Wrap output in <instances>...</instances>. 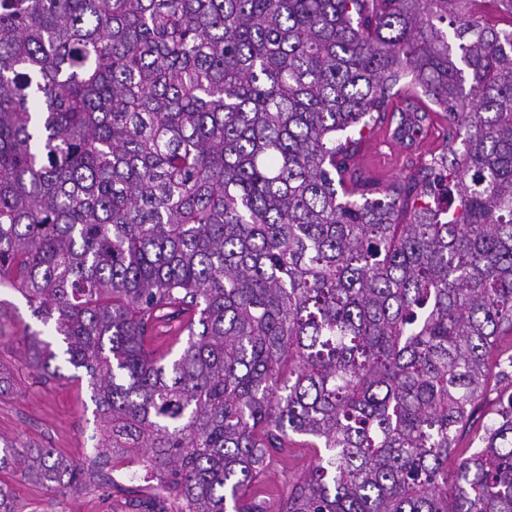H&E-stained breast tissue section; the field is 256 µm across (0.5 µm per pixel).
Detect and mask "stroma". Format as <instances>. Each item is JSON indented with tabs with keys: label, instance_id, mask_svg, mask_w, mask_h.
I'll return each mask as SVG.
<instances>
[{
	"label": "stroma",
	"instance_id": "obj_1",
	"mask_svg": "<svg viewBox=\"0 0 512 512\" xmlns=\"http://www.w3.org/2000/svg\"><path fill=\"white\" fill-rule=\"evenodd\" d=\"M28 333L48 338V326L34 317L25 299L9 288L0 289V368L13 387L0 397V436L27 441L76 460L93 454L92 435L99 416L88 378H75L66 364L63 345H56L62 376L41 383L26 367ZM18 512H144L141 503L151 478H132L130 470L104 468L102 476L85 488L53 493L19 477H9Z\"/></svg>",
	"mask_w": 512,
	"mask_h": 512
}]
</instances>
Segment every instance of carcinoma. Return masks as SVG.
Wrapping results in <instances>:
<instances>
[{
  "instance_id": "obj_1",
  "label": "carcinoma",
  "mask_w": 512,
  "mask_h": 512,
  "mask_svg": "<svg viewBox=\"0 0 512 512\" xmlns=\"http://www.w3.org/2000/svg\"><path fill=\"white\" fill-rule=\"evenodd\" d=\"M469 2L0 0V288L55 324L148 512H512V29ZM437 116L425 166L355 176L364 130ZM4 470L93 478L17 439ZM312 459L313 454L309 450L305 448H291L288 455L279 458L275 471L264 478L265 484L270 487L280 485L283 479L281 472L286 473L288 476H300L307 470Z\"/></svg>"
}]
</instances>
